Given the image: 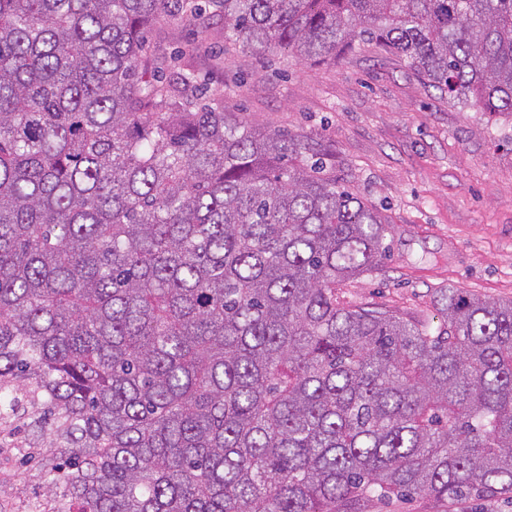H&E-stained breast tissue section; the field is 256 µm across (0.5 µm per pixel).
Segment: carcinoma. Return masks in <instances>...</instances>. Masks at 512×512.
Segmentation results:
<instances>
[{"mask_svg":"<svg viewBox=\"0 0 512 512\" xmlns=\"http://www.w3.org/2000/svg\"><path fill=\"white\" fill-rule=\"evenodd\" d=\"M210 9L301 62L376 45L512 115V0H0V512L512 497V299L350 307L385 219L144 31Z\"/></svg>","mask_w":512,"mask_h":512,"instance_id":"1","label":"carcinoma"}]
</instances>
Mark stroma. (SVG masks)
I'll return each instance as SVG.
<instances>
[{
    "label": "stroma",
    "instance_id": "stroma-1",
    "mask_svg": "<svg viewBox=\"0 0 512 512\" xmlns=\"http://www.w3.org/2000/svg\"><path fill=\"white\" fill-rule=\"evenodd\" d=\"M224 22L166 18L149 54L166 78L193 72L224 93L244 122L305 136L336 177L388 223L377 273L339 288L350 306H373L438 325L436 296L462 288L512 299V118L448 101L398 57L349 50L304 63L285 50L225 46ZM365 512H512L497 496H426L368 502Z\"/></svg>",
    "mask_w": 512,
    "mask_h": 512
}]
</instances>
